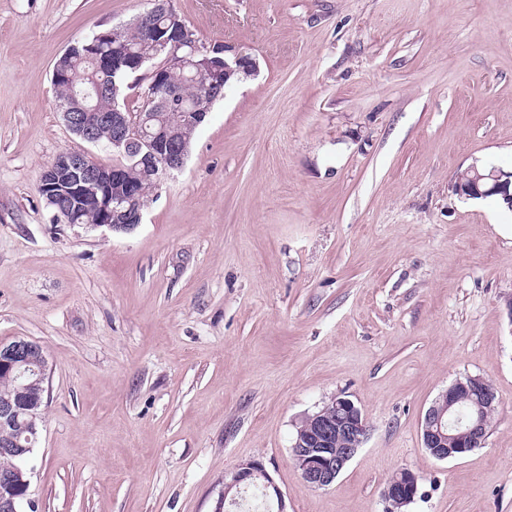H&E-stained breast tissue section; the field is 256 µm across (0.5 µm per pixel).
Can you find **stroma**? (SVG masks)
Instances as JSON below:
<instances>
[{
  "instance_id": "1",
  "label": "stroma",
  "mask_w": 512,
  "mask_h": 512,
  "mask_svg": "<svg viewBox=\"0 0 512 512\" xmlns=\"http://www.w3.org/2000/svg\"><path fill=\"white\" fill-rule=\"evenodd\" d=\"M256 59L129 233L56 222V60L147 0H0V341L49 370L21 512H217L263 462L287 512H512V210L456 193L512 168V0H172ZM496 397L483 448L440 461L421 421L457 379ZM344 395L368 436L307 484L297 424ZM258 481H262L264 494L266 499L268 496H272L277 505L276 512H287L285 499L281 490L273 482L269 474L267 473L265 466L262 462L252 460L239 464L236 470L231 473L230 478L227 480L224 478V512L226 510V503L232 505L236 502V496L240 493L241 489H246L251 485L258 484ZM235 491L234 493H232ZM232 493V495H230ZM230 498L228 500V497ZM391 477L382 491L383 499L388 504V512L399 511L414 501L419 480L417 474L409 469H401Z\"/></svg>"
}]
</instances>
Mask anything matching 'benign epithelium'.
<instances>
[{
  "label": "benign epithelium",
  "instance_id": "obj_1",
  "mask_svg": "<svg viewBox=\"0 0 512 512\" xmlns=\"http://www.w3.org/2000/svg\"><path fill=\"white\" fill-rule=\"evenodd\" d=\"M152 7L138 15L134 22L142 25L143 32L154 44L165 50L163 64L152 66L140 75L147 85L146 94L154 107L165 109L161 115L141 113L134 115L112 107L110 112H98L86 104V95L72 91L63 106V118L70 130L89 144H99L98 131L102 126L112 128L108 147L141 166L143 182L134 185L126 181L123 169L95 161L83 151H64L42 172L39 188H52L47 201L57 209L56 216L66 222L68 214L81 206L90 190L101 193L100 207L104 219L92 228H105L112 232H128L142 221L144 186H155L163 175L183 167L188 154L189 140L173 139L174 126L196 128L201 125L208 110L197 107L186 109V97L172 84L168 75L175 71H189L190 83L217 74L223 78L207 85L211 95H224L236 75L250 77L257 72L255 60L243 54L234 59L211 58L190 36L186 24L173 10L170 0H151ZM163 13L168 25L159 30L152 18ZM473 176L466 186V196L487 198L500 195L512 208V170L486 166L478 170L471 166ZM48 362L40 344L24 338L0 342V372L15 374L19 381L15 396L0 398V430L8 427L19 416L26 417L24 437L0 442V453L26 458L38 439L42 395L45 392ZM481 378L471 377L468 382L457 381L435 400L426 411L421 423L423 447L434 458L446 460L460 457L468 449L485 444L487 418L483 405L490 398L480 385ZM473 400L474 409L468 421L457 414L460 398ZM332 408H323L304 419V434L292 445L291 455L295 468L310 485L322 488L331 485L348 462L363 445L368 427L361 410L345 396L330 401ZM262 484L265 496L275 499L277 512H286L285 499L273 482L262 462H244L224 480L227 503L236 502L241 490ZM418 476L409 469H401L384 485L382 496L388 512H397L414 501ZM29 481L25 472L17 468L0 477V512H18L21 501L28 495Z\"/></svg>",
  "mask_w": 512,
  "mask_h": 512
}]
</instances>
